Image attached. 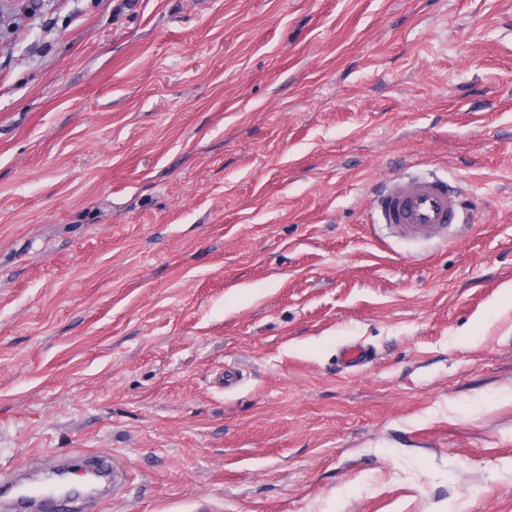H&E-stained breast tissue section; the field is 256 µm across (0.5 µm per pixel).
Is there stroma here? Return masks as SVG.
Wrapping results in <instances>:
<instances>
[{"mask_svg":"<svg viewBox=\"0 0 512 512\" xmlns=\"http://www.w3.org/2000/svg\"><path fill=\"white\" fill-rule=\"evenodd\" d=\"M414 169L457 237L374 223ZM91 451L104 512H512V0H0V467ZM95 458L99 462L95 472H98L100 478L104 480L112 478V488L123 486L127 483L126 471L118 466L113 459L111 460L108 456L103 455H98Z\"/></svg>","mask_w":512,"mask_h":512,"instance_id":"stroma-1","label":"stroma"}]
</instances>
